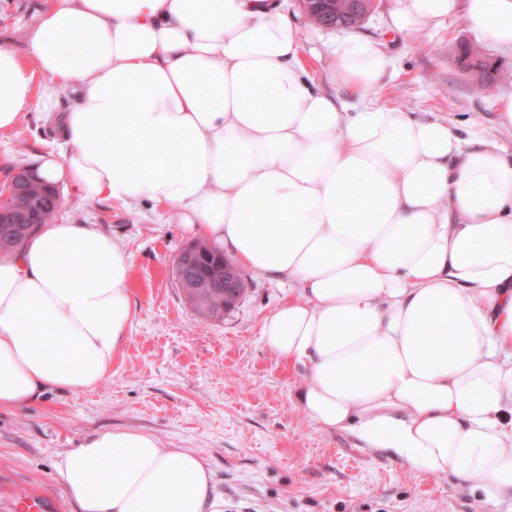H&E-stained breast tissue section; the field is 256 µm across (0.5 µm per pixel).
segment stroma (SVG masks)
Returning a JSON list of instances; mask_svg holds the SVG:
<instances>
[{
  "mask_svg": "<svg viewBox=\"0 0 512 512\" xmlns=\"http://www.w3.org/2000/svg\"><path fill=\"white\" fill-rule=\"evenodd\" d=\"M46 0H0V41L26 53L28 30ZM299 30L303 57L321 77L347 31L311 21L301 0H283ZM392 0H376L355 36L370 39L398 62L377 102L474 123L512 150V135L495 129L499 95L512 94V50L499 48L463 15L430 23L417 36L389 29ZM479 46L501 76L478 89L459 61V47ZM43 103L0 134V186L37 153L57 149V115L68 111L67 88L38 78ZM57 221L94 224L132 257L134 315L112 369L94 387L50 393L26 408H0V512H25L35 499L45 512H78L54 468L59 453L87 434L126 429L156 435L164 448H189L214 474L224 512H489L483 496L452 477H431L365 448L349 433L327 431L302 411V368L264 347L263 320L288 286L249 268L248 291L220 320L186 302L173 261L194 244L171 213L150 204L83 201L61 193Z\"/></svg>",
  "mask_w": 512,
  "mask_h": 512,
  "instance_id": "35a3bbf8",
  "label": "stroma"
}]
</instances>
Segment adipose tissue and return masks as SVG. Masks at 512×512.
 <instances>
[{"instance_id": "1", "label": "adipose tissue", "mask_w": 512, "mask_h": 512, "mask_svg": "<svg viewBox=\"0 0 512 512\" xmlns=\"http://www.w3.org/2000/svg\"><path fill=\"white\" fill-rule=\"evenodd\" d=\"M457 14L512 49V0H394L391 29ZM27 43L0 42V131L41 104L36 77L74 95L40 178L172 210L287 281L261 339L307 371L312 422L512 501L511 152L365 100L395 70L372 40L345 38L315 82L279 0H49ZM131 269L93 224L43 225L0 256V408L100 381L130 330ZM55 467L80 512H224L203 459L148 432H93Z\"/></svg>"}]
</instances>
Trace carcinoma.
<instances>
[{
    "label": "carcinoma",
    "mask_w": 512,
    "mask_h": 512,
    "mask_svg": "<svg viewBox=\"0 0 512 512\" xmlns=\"http://www.w3.org/2000/svg\"><path fill=\"white\" fill-rule=\"evenodd\" d=\"M363 16L360 0H323L320 10L313 12L312 21L325 27H360ZM461 62L472 80L485 86L486 74L482 64L484 53L476 46L461 47ZM11 207L27 216L21 224L0 223V253L21 248L26 239L56 217L60 198L57 192L45 185L32 183L22 192L8 198ZM216 249L207 243L197 242L185 248L175 259L173 272L183 289L188 303L199 314L212 319L224 318L246 294V280L239 269L231 271L237 282V291L224 293L222 288H211L208 275L224 274V262L215 255Z\"/></svg>",
    "instance_id": "obj_1"
}]
</instances>
